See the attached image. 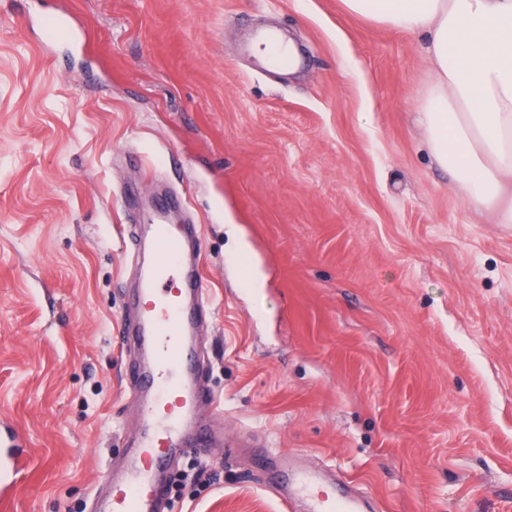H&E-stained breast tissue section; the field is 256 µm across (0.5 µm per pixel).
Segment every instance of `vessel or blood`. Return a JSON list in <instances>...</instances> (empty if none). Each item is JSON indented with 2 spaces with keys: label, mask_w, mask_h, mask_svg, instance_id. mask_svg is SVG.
<instances>
[{
  "label": "vessel or blood",
  "mask_w": 512,
  "mask_h": 512,
  "mask_svg": "<svg viewBox=\"0 0 512 512\" xmlns=\"http://www.w3.org/2000/svg\"><path fill=\"white\" fill-rule=\"evenodd\" d=\"M253 42L268 69L287 68L288 41L274 29L258 31ZM192 227L149 220L146 230H130L134 248H148L138 270L133 296L135 318L121 322V346L136 347L130 383L143 402L136 447L128 454L124 476L108 491L94 490L93 512H161L167 503L162 475L191 449L209 448L217 438L214 392L200 371L197 335L209 317L205 284L198 267L187 265L185 251ZM27 462L26 443L7 423H0V501L8 502ZM302 483L314 512H359L352 500L337 504L336 493L316 487L310 475Z\"/></svg>",
  "instance_id": "1"
}]
</instances>
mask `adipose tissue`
<instances>
[{"mask_svg":"<svg viewBox=\"0 0 512 512\" xmlns=\"http://www.w3.org/2000/svg\"><path fill=\"white\" fill-rule=\"evenodd\" d=\"M346 11L426 31L432 82L418 121L434 163L468 203L512 223V0H341Z\"/></svg>","mask_w":512,"mask_h":512,"instance_id":"ef3b65f1","label":"adipose tissue"}]
</instances>
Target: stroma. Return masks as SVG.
Instances as JSON below:
<instances>
[{
  "instance_id": "stroma-1",
  "label": "stroma",
  "mask_w": 512,
  "mask_h": 512,
  "mask_svg": "<svg viewBox=\"0 0 512 512\" xmlns=\"http://www.w3.org/2000/svg\"><path fill=\"white\" fill-rule=\"evenodd\" d=\"M265 25L296 69L247 56ZM424 45L341 0H0V418L30 452L1 512H89L136 438L127 191L200 225L206 381L253 443L178 461L172 512H306L267 484L287 455L373 512H512V224L429 156Z\"/></svg>"
}]
</instances>
